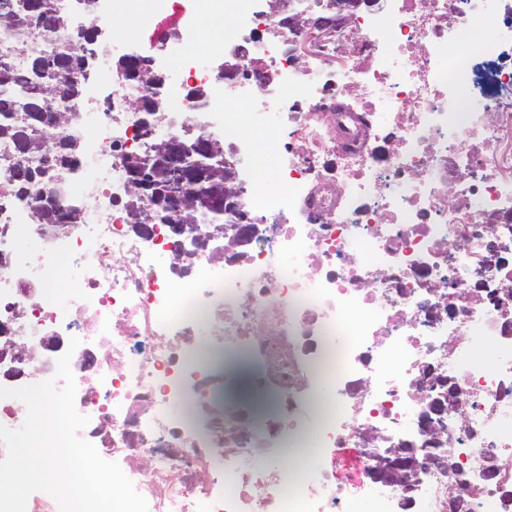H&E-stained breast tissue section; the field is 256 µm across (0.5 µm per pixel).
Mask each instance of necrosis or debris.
<instances>
[{"instance_id":"necrosis-or-debris-1","label":"necrosis or debris","mask_w":512,"mask_h":512,"mask_svg":"<svg viewBox=\"0 0 512 512\" xmlns=\"http://www.w3.org/2000/svg\"><path fill=\"white\" fill-rule=\"evenodd\" d=\"M475 18L512 49V0H375L316 38L270 12L239 14L224 39L252 33L239 65L270 83L214 75L170 109L179 132L208 135L251 104L244 247L212 224L193 231L205 248L181 256L166 227L133 231L112 197L125 154L152 139L131 107L143 87L113 81L82 156L78 223L39 235L0 178V347L28 351L0 359V387L53 378L70 354L89 419L79 436L148 512H361L339 473L356 461L358 484L375 487L382 449L425 447L431 366L468 396L440 437L480 487L475 512H512V62L495 63L481 109L464 101ZM281 102L286 119L261 120ZM63 258L77 272L64 311L49 293ZM204 333L257 365L255 386L276 397L264 427L248 404L217 401ZM325 383L334 397L312 405ZM300 439L317 448L301 479L271 464ZM491 457L507 469L486 484ZM376 489L377 512H449L436 472L411 492Z\"/></svg>"}]
</instances>
